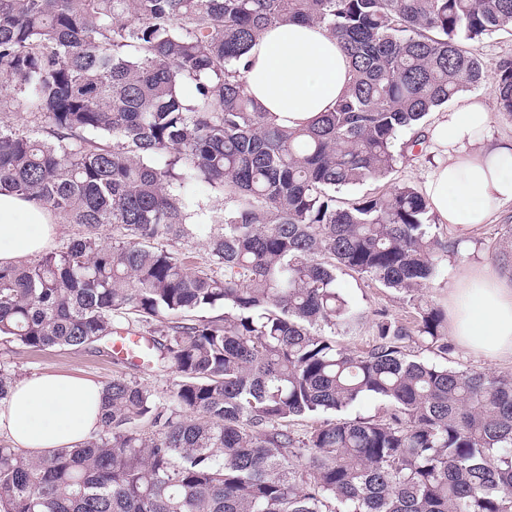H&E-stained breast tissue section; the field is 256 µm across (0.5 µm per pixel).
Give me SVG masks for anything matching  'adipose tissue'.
<instances>
[{
	"mask_svg": "<svg viewBox=\"0 0 512 512\" xmlns=\"http://www.w3.org/2000/svg\"><path fill=\"white\" fill-rule=\"evenodd\" d=\"M246 91L279 124L305 126L331 110L352 80L349 58L317 24L265 30L245 55ZM435 167L424 192L438 223L474 234L512 203V141L494 142L491 114L477 102L441 114L430 131ZM46 208L0 192V265L49 248L57 235ZM448 330L489 358H512V280L490 263L471 266L448 288ZM103 387L79 377L42 373L15 383L0 404V437L31 456L77 447L99 429Z\"/></svg>",
	"mask_w": 512,
	"mask_h": 512,
	"instance_id": "ef3b65f1",
	"label": "adipose tissue"
}]
</instances>
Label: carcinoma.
Instances as JSON below:
<instances>
[{"mask_svg":"<svg viewBox=\"0 0 512 512\" xmlns=\"http://www.w3.org/2000/svg\"><path fill=\"white\" fill-rule=\"evenodd\" d=\"M287 21L325 26L353 70L294 129L239 69ZM509 28L512 0H0V190L80 227L0 266V340L147 334L146 370L177 374L163 395L108 382L79 448L0 444V512H512V377L411 349L448 355V310L379 313L361 354L336 342L362 318L337 273L410 295L463 249L412 186L337 193L386 178L419 144L402 133L486 85L472 44ZM491 90L512 119V61ZM19 98L26 122L3 120ZM14 382L1 364L0 402ZM365 397L385 413L349 416Z\"/></svg>","mask_w":512,"mask_h":512,"instance_id":"carcinoma-1","label":"carcinoma"}]
</instances>
